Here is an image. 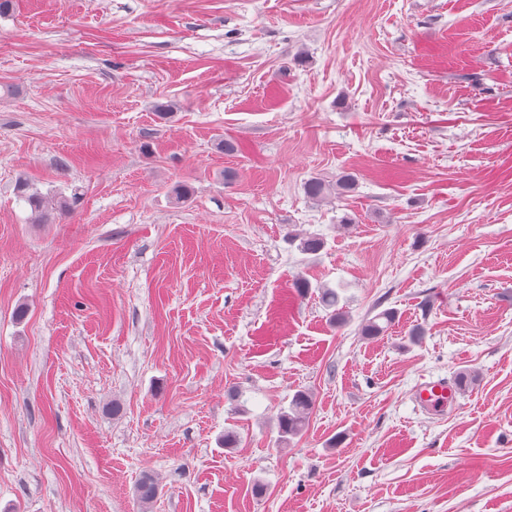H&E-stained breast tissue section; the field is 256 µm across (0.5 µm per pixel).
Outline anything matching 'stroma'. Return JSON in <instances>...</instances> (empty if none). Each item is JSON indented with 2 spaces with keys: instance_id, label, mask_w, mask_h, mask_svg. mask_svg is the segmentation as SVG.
Here are the masks:
<instances>
[{
  "instance_id": "stroma-1",
  "label": "stroma",
  "mask_w": 512,
  "mask_h": 512,
  "mask_svg": "<svg viewBox=\"0 0 512 512\" xmlns=\"http://www.w3.org/2000/svg\"><path fill=\"white\" fill-rule=\"evenodd\" d=\"M21 177L79 202L35 223ZM0 512H512V0L0 16ZM357 180L355 176L348 172H343L337 179L336 185H330L324 180L313 177L304 185V191L308 198L313 201H323L332 194L336 197L346 196L356 190ZM396 312L386 309L376 314L362 327V336H381L395 323ZM456 389L448 379L425 381L415 386L412 396L416 405L425 413L440 415L448 411V404L455 399ZM314 405L313 397L305 391L297 392L288 404V408L280 411L277 417V424L282 441H290L300 436L312 412ZM159 489L156 476L151 472H145L136 486V497L144 508H148L159 495Z\"/></svg>"
}]
</instances>
